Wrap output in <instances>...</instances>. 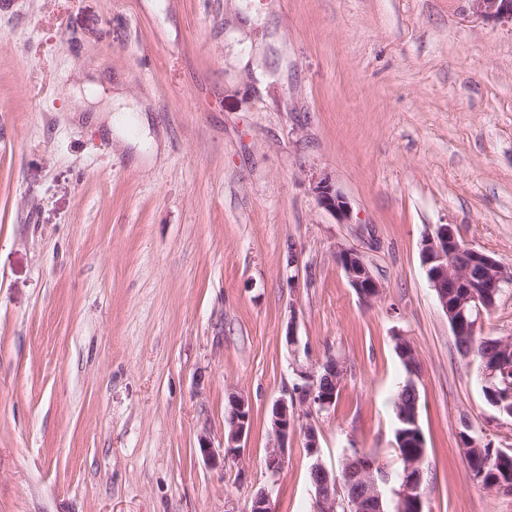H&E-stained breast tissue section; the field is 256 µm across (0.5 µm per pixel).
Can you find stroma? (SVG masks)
I'll return each instance as SVG.
<instances>
[{
    "label": "stroma",
    "instance_id": "obj_1",
    "mask_svg": "<svg viewBox=\"0 0 512 512\" xmlns=\"http://www.w3.org/2000/svg\"><path fill=\"white\" fill-rule=\"evenodd\" d=\"M255 12L254 23L242 20ZM145 106L124 136L80 113L82 76ZM347 198L320 208L314 179ZM456 225L512 265V23L470 0H9L0 7V512H312L303 434L270 476L269 417L300 357L345 366L314 415L322 459L394 460L420 362L425 512H512L459 433L512 448L422 265ZM358 249L366 305L336 261ZM297 263H289V249ZM240 459L210 466L230 393ZM313 193L322 209L335 214L344 224L350 217V206L345 196L328 179L313 182ZM336 261L344 269L351 286L364 303L371 304L380 298L382 286L373 276L361 252L354 248L339 246ZM397 355L401 361L403 372H404V378L403 381L400 383L401 385L398 386V391L396 395V399L394 401V414H395V429H394V439L395 443L398 446V448H395L396 451V462L393 464L392 468H398L401 465V461H399L400 455H409L413 454L416 451H419L420 449L425 451L424 446L422 445L420 448H413L411 446L412 442L414 441L413 438H406L403 440L402 443H400V439L402 438L403 434H406L409 431V428L405 426L403 423H401L399 417H398V408H401L399 406V401L403 402L404 406L406 407L411 402V396L408 395V388L410 386V383L412 381L411 379V369L409 368L408 364L402 361L400 355L397 352ZM407 396V398H406ZM400 431H403L400 434ZM234 399V416L229 427L224 430V440L222 446L218 449L212 446L207 438L201 439V452L205 460L212 466L223 464L230 460L235 461L240 458L241 448H244L243 442L251 429L252 414L251 405L244 396L232 395Z\"/></svg>",
    "mask_w": 512,
    "mask_h": 512
}]
</instances>
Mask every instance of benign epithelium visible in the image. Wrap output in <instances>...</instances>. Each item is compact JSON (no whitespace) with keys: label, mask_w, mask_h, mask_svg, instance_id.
Wrapping results in <instances>:
<instances>
[{"label":"benign epithelium","mask_w":512,"mask_h":512,"mask_svg":"<svg viewBox=\"0 0 512 512\" xmlns=\"http://www.w3.org/2000/svg\"><path fill=\"white\" fill-rule=\"evenodd\" d=\"M477 15L488 20H512V0H471ZM313 193L322 209L335 214L344 222L350 217V206L345 196L328 179L313 182ZM430 287L434 290L457 341H470L482 331L486 312L491 310L494 291L512 287V266L505 265L491 255L466 245L453 224H439L428 232L421 249ZM336 261L344 269L351 286L360 299L370 304L380 298L382 286L373 276L361 252L354 248L338 247ZM450 288H467L461 299L451 301ZM498 356L483 358L480 363L482 385L492 401L512 399V384L503 390L497 388L498 373L512 370V340L499 339ZM295 374L300 384L285 390L272 407L271 432L273 445L266 458V469L273 475L282 470L288 442L294 436L299 421V408L305 406L325 412L336 400V388L343 381V368L336 356L328 354L316 367L298 365ZM328 379L331 389L320 387ZM234 416L224 430L222 446H212L202 440L201 452L212 466L226 464L240 458L243 442L251 429V405L244 396L235 395ZM307 438L310 480L314 493V512H385L384 492L393 489L391 512H424L423 492L424 455L405 459L403 471L392 475L368 452L356 449L346 455L341 475L330 470L322 461L316 426L304 425ZM251 512H273L272 491L259 490L253 499Z\"/></svg>","instance_id":"1"}]
</instances>
